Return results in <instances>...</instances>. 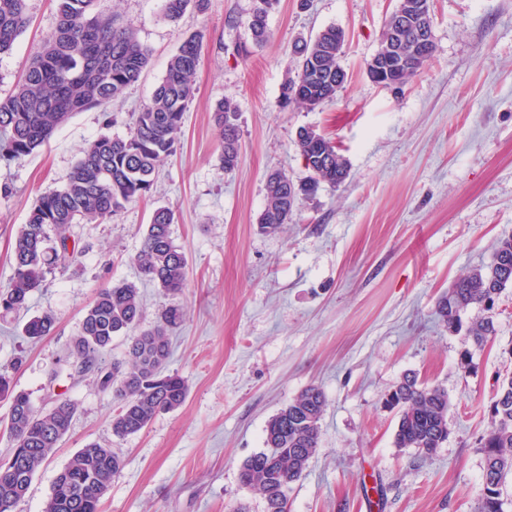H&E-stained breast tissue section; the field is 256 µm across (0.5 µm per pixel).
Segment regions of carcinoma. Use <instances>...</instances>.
Segmentation results:
<instances>
[{
  "instance_id": "obj_1",
  "label": "carcinoma",
  "mask_w": 512,
  "mask_h": 512,
  "mask_svg": "<svg viewBox=\"0 0 512 512\" xmlns=\"http://www.w3.org/2000/svg\"><path fill=\"white\" fill-rule=\"evenodd\" d=\"M58 20L37 50L31 66L14 91L0 99V161L20 163L46 144L54 131L77 112H107L112 100L124 95L150 63L151 51L143 45L137 28L112 11H92L100 0H57ZM206 0H163L168 19L181 17L188 7L201 11ZM278 0H256L247 27L255 43L268 37L267 17ZM418 6L420 24L432 28L429 0H402ZM401 17L386 20L380 50L391 46ZM26 0H0V54L9 51L27 28ZM344 33L329 26L316 38L295 44L296 76L283 84L280 105L315 106L334 100L345 79H336ZM203 47L202 34L186 35L170 57L165 76L150 99L131 114L132 126L124 138L102 134L79 150V157L64 185L40 196L13 245V275L0 289V319L29 311L33 292L41 288L52 270L71 264L77 255L70 244L75 224L112 219L126 205L153 195L159 167L174 151L187 107L195 92V76ZM434 40L417 45L418 59L403 81L408 84L432 59ZM237 105L224 99L214 111L219 128L224 170L231 173L240 155L239 133L230 118ZM296 146L308 176L299 181L274 170L266 178V205L259 218L263 233H274L288 223L301 200L314 196L321 184L336 187L350 174L346 157L324 135L310 127L299 129ZM174 211L153 210L133 257L142 277L176 295L186 287L188 259L177 246L170 226ZM512 286V237L498 241L492 261L462 275L437 305L448 331L462 327L461 312L472 305L487 315L468 332L481 344L495 335L491 311L503 290ZM185 320L178 305L166 307L154 325L141 328L143 309L135 284L119 282L99 289L85 309L80 335L71 353L81 358L79 371L93 367L97 354L111 346L116 336L129 340L126 358L99 372L104 390L112 391L118 409L112 416V436L124 439L145 429L161 412L180 408L188 384L178 374H163L170 355V333ZM55 316L45 311L30 317L23 332L31 339L52 333ZM0 397L10 400L7 431L13 442V463H0V505H16L28 493L32 479L70 431L76 413L68 399H60L46 412L38 411L29 396L11 386L7 369L0 370ZM399 410L395 439L400 448H416L430 455L448 440L447 391L421 385L406 377L386 399ZM326 406L318 386H310L288 402L267 422L265 450L243 461L240 481L264 502V512H288L287 491L298 481L320 447V421ZM481 448L485 467L478 512H505L504 487L512 477V373L504 376L491 406L490 429ZM125 466L124 458L97 442L79 449L57 473L45 512H101L102 499Z\"/></svg>"
}]
</instances>
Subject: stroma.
Segmentation results:
<instances>
[{
  "mask_svg": "<svg viewBox=\"0 0 512 512\" xmlns=\"http://www.w3.org/2000/svg\"><path fill=\"white\" fill-rule=\"evenodd\" d=\"M398 0H279L270 37L254 45L244 21L252 0H207L172 21L162 0H105L135 23L152 50L143 76L107 112L72 116L22 164L0 165V289L13 274L12 245L41 195L61 188L77 151L101 133L126 136L184 36L204 35L196 90L177 149L147 202L111 220L74 226L80 253L47 275L32 314L53 311L52 335L29 342L0 321V368L14 357L15 390L45 411L74 402L70 432L35 474L14 512H43L53 480L86 444L112 446L126 461L102 512H264L242 485V462L263 451L267 421L308 386L326 397L320 448L291 485L289 512H477L490 405L512 371V288L496 302L497 334L475 345L436 314L438 299L473 267L489 264L512 236V0H432L435 52L403 88L374 83L366 64ZM31 23L0 54V96L29 68L57 22L56 0H28ZM346 34L348 74L334 102L283 108L294 76L292 46L327 27ZM246 55L233 54L234 45ZM232 98L241 142L234 172L220 159L217 102ZM332 139L348 159L339 187L322 185L292 220L258 228L265 175L308 171L300 128ZM174 210L171 235L190 276L176 296L141 279L132 258L155 207ZM119 281L140 290L145 324L173 302L187 318L172 338L167 369L189 386L185 404L118 439L117 405L97 371L77 372L69 349L85 307ZM445 389L449 435L429 456L395 442L397 414L385 399L403 377Z\"/></svg>",
  "mask_w": 512,
  "mask_h": 512,
  "instance_id": "35a3bbf8",
  "label": "stroma"
}]
</instances>
